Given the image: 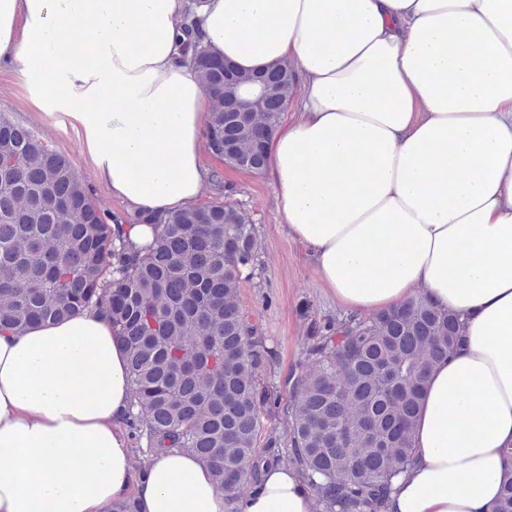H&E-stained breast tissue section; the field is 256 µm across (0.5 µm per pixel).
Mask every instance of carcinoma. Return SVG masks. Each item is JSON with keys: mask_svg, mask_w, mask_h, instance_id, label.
I'll return each instance as SVG.
<instances>
[{"mask_svg": "<svg viewBox=\"0 0 512 512\" xmlns=\"http://www.w3.org/2000/svg\"><path fill=\"white\" fill-rule=\"evenodd\" d=\"M181 43L212 99L211 157L262 172L295 84L293 66L226 79L193 23ZM259 86L249 112L224 111V91ZM146 221L154 241L134 251L112 225ZM257 266L250 215L220 199L174 214L122 218L97 205L66 157L0 114V332L76 311H104L125 350L129 427L149 451L204 459L237 512L240 484L284 462L310 478L317 512H387L392 480L413 461L428 371L451 355L459 318L419 296L369 317H310L299 370L277 362L240 287ZM275 416L285 434L265 426Z\"/></svg>", "mask_w": 512, "mask_h": 512, "instance_id": "carcinoma-1", "label": "carcinoma"}]
</instances>
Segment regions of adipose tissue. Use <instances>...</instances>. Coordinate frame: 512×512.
Listing matches in <instances>:
<instances>
[{
	"label": "adipose tissue",
	"mask_w": 512,
	"mask_h": 512,
	"mask_svg": "<svg viewBox=\"0 0 512 512\" xmlns=\"http://www.w3.org/2000/svg\"><path fill=\"white\" fill-rule=\"evenodd\" d=\"M301 77L268 146L281 223L323 286L366 316L426 296L464 339L428 374L389 512H493L512 477V0H0V63L71 130L129 211L198 204L212 101L180 60ZM80 47L60 50L65 32ZM133 398L110 321L85 309L0 334V512H225L209 465L136 470ZM310 480L264 470L241 512H313Z\"/></svg>",
	"instance_id": "1"
}]
</instances>
